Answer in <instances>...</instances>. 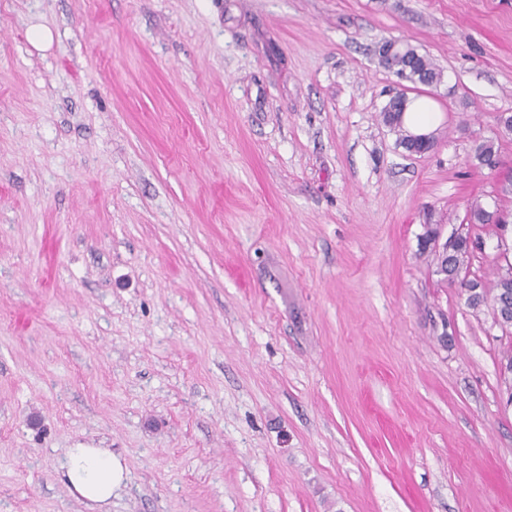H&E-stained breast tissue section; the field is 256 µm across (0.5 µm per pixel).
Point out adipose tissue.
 Returning <instances> with one entry per match:
<instances>
[{
  "label": "adipose tissue",
  "instance_id": "obj_1",
  "mask_svg": "<svg viewBox=\"0 0 512 512\" xmlns=\"http://www.w3.org/2000/svg\"><path fill=\"white\" fill-rule=\"evenodd\" d=\"M63 478L71 491L98 507L112 500V492L126 479V469L106 448H73L67 455Z\"/></svg>",
  "mask_w": 512,
  "mask_h": 512
}]
</instances>
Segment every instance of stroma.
Here are the masks:
<instances>
[{
  "label": "stroma",
  "mask_w": 512,
  "mask_h": 512,
  "mask_svg": "<svg viewBox=\"0 0 512 512\" xmlns=\"http://www.w3.org/2000/svg\"><path fill=\"white\" fill-rule=\"evenodd\" d=\"M49 28L35 48L28 31ZM402 40L434 149L381 121ZM512 0H0V512H512V328L419 254L512 193ZM412 48V52L416 57L417 68H412L411 73L418 75L412 84H420L428 87L440 84L443 79L442 72L426 55L419 53L415 47L412 46ZM473 152L476 166L480 169L490 170L495 161L499 159V148L491 139L476 140ZM71 491L100 509L112 500V492L126 479V469L108 448H73L62 474Z\"/></svg>",
  "instance_id": "35a3bbf8"
}]
</instances>
